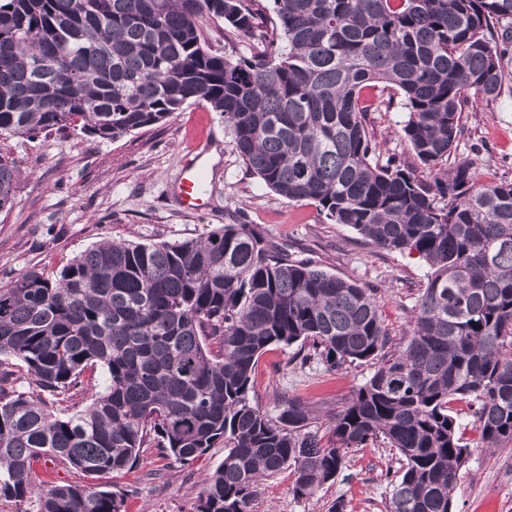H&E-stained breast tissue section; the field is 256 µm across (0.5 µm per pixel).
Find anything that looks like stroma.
Listing matches in <instances>:
<instances>
[{
  "instance_id": "stroma-1",
  "label": "stroma",
  "mask_w": 512,
  "mask_h": 512,
  "mask_svg": "<svg viewBox=\"0 0 512 512\" xmlns=\"http://www.w3.org/2000/svg\"><path fill=\"white\" fill-rule=\"evenodd\" d=\"M405 117L398 106L369 114V133L383 154L410 158L400 135ZM463 123L458 153L478 145V177L512 182V82L495 101L467 109ZM0 148L13 152L22 169L14 207L0 211V286L32 269H61L105 240L173 242L227 224L253 225L292 259L376 289L379 310L396 339L407 331L411 308L426 286L429 268L417 255L375 248L351 228L325 220L314 205L288 202L268 189L247 171L220 115L204 106L185 107L113 141L71 131L5 140ZM191 158L214 177L199 213L185 211L178 199L181 168ZM302 356L294 344L273 346L261 357L251 396L263 410L277 414L278 398L285 394L327 419L374 370L364 363L330 373ZM460 424L471 450L451 495L452 512H476L486 500L498 512H512V446L479 448L472 418L461 417ZM223 458L220 444L189 466L150 449L138 471L107 479L106 487L124 493L126 512H194L205 474ZM399 459L382 444L350 449L336 479L303 500L290 491V471H281L261 480L252 512H328L337 501L344 512H387ZM150 469L163 472V479L140 480Z\"/></svg>"
}]
</instances>
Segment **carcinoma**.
Listing matches in <instances>:
<instances>
[{
    "label": "carcinoma",
    "instance_id": "1",
    "mask_svg": "<svg viewBox=\"0 0 512 512\" xmlns=\"http://www.w3.org/2000/svg\"><path fill=\"white\" fill-rule=\"evenodd\" d=\"M0 0V140L81 132L115 140L205 105L246 169L290 202L429 266L394 349L372 290L308 264L247 224L175 242L108 240L51 274L0 286V501L38 512H125L99 485L59 484L36 465L99 478L138 468L141 448L193 463L215 444L196 512H252L260 478L290 470L308 499L344 451L379 440L402 465L389 512H451L470 455L512 446V182L480 184L456 157L463 112L512 79V0ZM247 36L250 57L213 52L203 28ZM394 92L402 136L430 180L381 160L363 91ZM453 163H448V160ZM21 173L0 150V210ZM309 343L331 372L377 361L329 424L282 397L253 403L273 345ZM104 386L69 412L84 374Z\"/></svg>",
    "mask_w": 512,
    "mask_h": 512
}]
</instances>
